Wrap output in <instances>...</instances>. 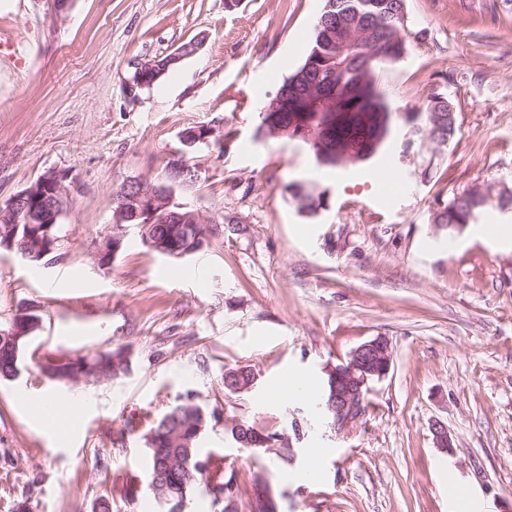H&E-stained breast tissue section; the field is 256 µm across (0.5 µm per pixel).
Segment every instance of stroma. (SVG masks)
I'll use <instances>...</instances> for the list:
<instances>
[{
  "label": "stroma",
  "instance_id": "35a3bbf8",
  "mask_svg": "<svg viewBox=\"0 0 512 512\" xmlns=\"http://www.w3.org/2000/svg\"><path fill=\"white\" fill-rule=\"evenodd\" d=\"M324 0H0V202L50 171L65 183V238L33 264L0 248V324L19 310L42 325L18 376L0 380V512H167L148 489L142 431L186 393L219 419L204 454L250 484L265 478L278 512H452L449 481L482 512H512V245L476 225L439 232L430 216L472 185L512 190V0H405L407 53L380 86L399 112L448 96V146L331 168L299 139L257 137L260 108L304 62ZM199 50L130 99L137 67L183 44ZM209 125L184 150L182 132ZM232 139H225V132ZM200 174L174 200L213 225L191 257L156 254L130 234L100 267L113 195L160 180L177 151ZM434 164L441 179L415 173ZM325 190L301 213L293 183ZM387 337L390 371L364 419L337 434L316 400H271L281 378L323 386L328 368ZM125 349L115 378L49 380L47 358ZM247 366V391L224 371ZM79 400L73 427L50 429L28 404ZM280 435L242 448L225 424ZM441 422L452 441L437 448ZM312 448L320 457H309ZM317 471L303 479L304 468Z\"/></svg>",
  "mask_w": 512,
  "mask_h": 512
}]
</instances>
